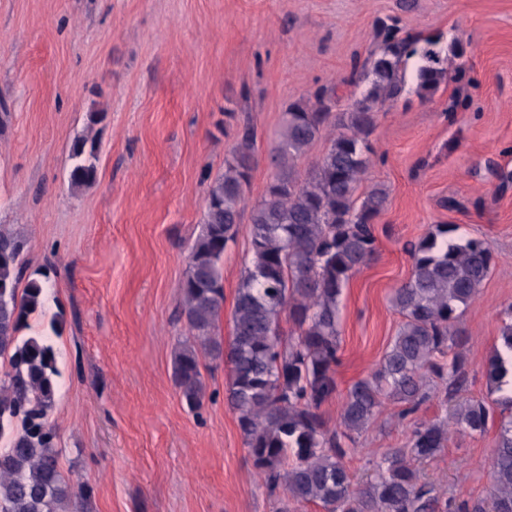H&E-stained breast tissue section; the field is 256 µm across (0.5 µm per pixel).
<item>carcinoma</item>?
Returning a JSON list of instances; mask_svg holds the SVG:
<instances>
[{
	"label": "carcinoma",
	"mask_w": 512,
	"mask_h": 512,
	"mask_svg": "<svg viewBox=\"0 0 512 512\" xmlns=\"http://www.w3.org/2000/svg\"><path fill=\"white\" fill-rule=\"evenodd\" d=\"M378 50L354 66L348 83L368 86L361 98L336 111V86H320L282 113L268 160L272 177L251 206V258L245 264L231 315L232 340L217 336L224 309L223 261L247 204L256 135L246 126L224 160V173L206 190L202 230L181 283L189 341L175 353L173 377L188 408L205 398L202 359L229 368L228 401L252 465L270 492L284 496L276 512L314 503L323 512H512V305L500 327L502 350L489 360L487 378L499 394L455 404L444 420L417 417L436 394L467 382L459 309L479 295L494 255L481 237H457V225L438 224L408 247L411 274L390 301L402 315L378 367L355 381L343 397L336 424L321 408L336 396L341 296L351 277L376 251L375 221L389 193L376 184L356 195L373 147L377 113L396 102L416 60L415 94L433 97L450 66L464 71L465 47L439 38L405 34L395 18L376 29ZM326 152L302 174L295 161L325 130ZM75 190L98 177V146L82 137L72 147ZM26 241L0 225V512H88L91 489L61 466L58 428L51 421L60 370L47 336L19 335L43 313L49 276L27 275ZM287 318L296 336L281 330ZM454 352L452 361L448 353ZM390 403L411 418L405 448L369 462L354 481L345 459L349 445ZM499 434L491 454L488 499L470 503L447 494L416 464L437 457L454 433L483 435L494 415Z\"/></svg>",
	"instance_id": "1"
}]
</instances>
